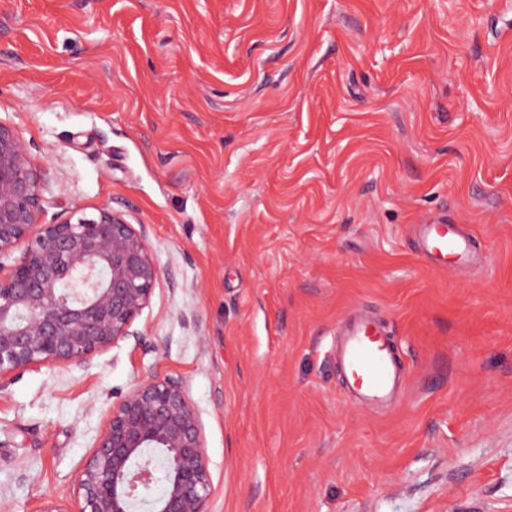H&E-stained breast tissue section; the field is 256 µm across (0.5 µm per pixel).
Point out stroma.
<instances>
[{"instance_id":"1","label":"stroma","mask_w":512,"mask_h":512,"mask_svg":"<svg viewBox=\"0 0 512 512\" xmlns=\"http://www.w3.org/2000/svg\"><path fill=\"white\" fill-rule=\"evenodd\" d=\"M512 0H0V122L47 222L111 203L160 281L90 367L0 387V512L70 504L137 382L182 380L210 512H512ZM464 225L434 268L412 227ZM407 370L353 406L336 327Z\"/></svg>"}]
</instances>
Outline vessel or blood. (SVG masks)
<instances>
[{
  "label": "vessel or blood",
  "instance_id": "1",
  "mask_svg": "<svg viewBox=\"0 0 512 512\" xmlns=\"http://www.w3.org/2000/svg\"><path fill=\"white\" fill-rule=\"evenodd\" d=\"M419 247L435 264L463 261L473 255L474 240L457 224H421L416 229ZM336 357L355 403L392 405L405 382V371L394 344L377 322L354 317L342 322Z\"/></svg>",
  "mask_w": 512,
  "mask_h": 512
}]
</instances>
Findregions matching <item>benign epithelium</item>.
Segmentation results:
<instances>
[{"label":"benign epithelium","mask_w":512,"mask_h":512,"mask_svg":"<svg viewBox=\"0 0 512 512\" xmlns=\"http://www.w3.org/2000/svg\"><path fill=\"white\" fill-rule=\"evenodd\" d=\"M47 171L0 122V384L23 370L86 367L131 330L160 279L145 225L104 203L89 217L44 224ZM19 258L5 265L19 244ZM200 417L172 378L136 384L99 427L74 493L75 509L46 500L37 512H210Z\"/></svg>","instance_id":"benign-epithelium-1"}]
</instances>
